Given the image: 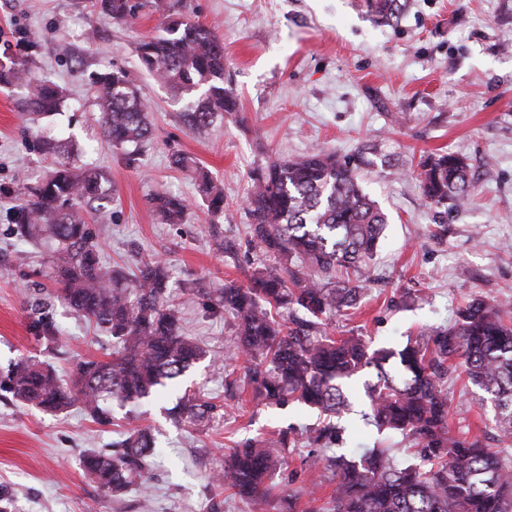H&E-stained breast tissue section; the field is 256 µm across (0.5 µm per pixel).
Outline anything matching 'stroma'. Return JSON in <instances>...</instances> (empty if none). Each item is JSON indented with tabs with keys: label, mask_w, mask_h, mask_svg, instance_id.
Returning <instances> with one entry per match:
<instances>
[{
	"label": "stroma",
	"mask_w": 512,
	"mask_h": 512,
	"mask_svg": "<svg viewBox=\"0 0 512 512\" xmlns=\"http://www.w3.org/2000/svg\"><path fill=\"white\" fill-rule=\"evenodd\" d=\"M178 8L214 27L224 44V86L239 103L205 136L189 127L186 100L137 57V42L157 33L160 14L146 7L116 23L100 18L96 0H0V53L28 57L35 78L65 95L59 112L34 119L0 87V374L33 356L67 382L81 359L112 351L111 336L51 297L39 273L42 246L13 226L17 189L53 163L35 145L42 137L73 146L75 165L107 172L110 201L88 222L102 264L127 277L142 261L159 259L178 279L199 278L210 288L247 284L264 261L248 245L253 171L322 149L342 159L364 155L361 184L389 219L356 313L329 320V335L397 346L449 325L470 298L512 300V0H400L383 24L360 0H179ZM115 67L151 109L152 138L132 165L102 138L90 83L92 74ZM443 152L464 158L475 175L466 209L451 215L423 199L415 178L421 160ZM176 153L223 181V216L209 214L192 170L172 167ZM158 192L186 200L183 223H160L149 203ZM213 223L224 249L208 232ZM172 298L185 336L207 356L138 408L160 447L150 479L112 497L83 471L87 452L125 436L124 409L113 407L111 424L101 426L80 406L49 414L0 391V505L7 512H142L145 499L152 512H255L217 489L214 475L242 439L312 424L316 415L255 401L234 357V316L178 292ZM40 318L54 340L38 338ZM448 367L450 428L498 448L491 402L456 360ZM187 388L221 411L205 429L175 425L166 413ZM313 455L304 442L291 449L267 512H288V495L310 489L328 498L332 474Z\"/></svg>",
	"instance_id": "obj_1"
}]
</instances>
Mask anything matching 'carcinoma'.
Returning <instances> with one entry per match:
<instances>
[{
    "label": "carcinoma",
    "mask_w": 512,
    "mask_h": 512,
    "mask_svg": "<svg viewBox=\"0 0 512 512\" xmlns=\"http://www.w3.org/2000/svg\"><path fill=\"white\" fill-rule=\"evenodd\" d=\"M99 2L101 17L114 22L128 21L139 8L132 0ZM151 8L163 17V33L137 43V56L174 95L196 97L186 118L202 134L217 116L238 109L224 89V44L212 27L186 19L168 0H151ZM92 83L103 136L123 150L128 163L136 162L152 136L146 102L120 68L94 74ZM1 84L22 90L17 107L28 115H50L63 102L59 87L34 81L23 59L0 63ZM198 179L208 210L223 215L224 185L203 169ZM417 179L424 199L447 211L466 206L473 183L466 160L448 153L421 161ZM106 182L101 169L58 162L41 181L17 192L14 224L23 238L47 244L44 276L56 298L108 331L112 353L83 360L69 383L31 359L0 379V389L23 404L59 413L78 403L99 425L112 423V404L148 400L206 355L182 332L165 262L142 263L130 283L123 272L102 267L87 214L109 200ZM246 201L253 219L250 245L274 263L256 267L246 287L229 283L212 290L190 278L179 287L233 313L255 397L279 408L315 409L319 422L300 433L290 426L237 444L218 484L256 505L266 503L267 481L287 465L288 449L302 436L325 451L335 487L328 507L317 505L309 492L301 512H512V453L452 434L444 388L448 359L456 358L470 383L494 404L499 442L512 444V305L472 298L458 307L453 324L397 350H372L362 336H330L324 321L356 308L364 294L386 215L364 192L356 168L322 150L257 170ZM150 203L167 224L181 223L187 210L184 199L165 193ZM369 368L363 418L379 435L410 439L414 452L405 460L380 441L355 454L332 449L338 423L351 410L350 384ZM215 410L185 392L168 413L201 428ZM156 448L154 436L135 427L109 450L85 454L83 470L100 490L120 496L144 480Z\"/></svg>",
    "instance_id": "carcinoma-1"
}]
</instances>
